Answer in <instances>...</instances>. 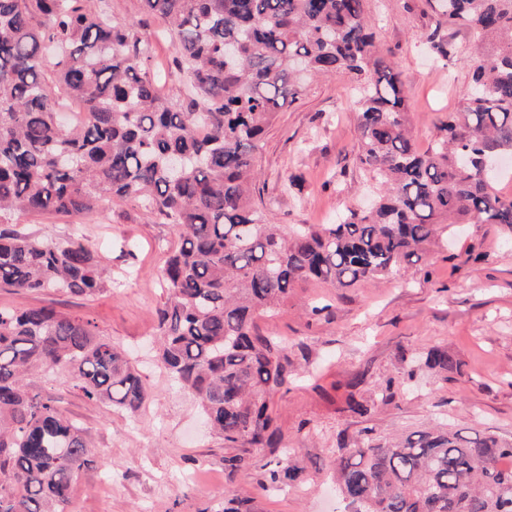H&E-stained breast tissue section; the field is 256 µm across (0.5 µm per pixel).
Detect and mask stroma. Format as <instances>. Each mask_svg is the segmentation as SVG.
<instances>
[{
	"label": "stroma",
	"instance_id": "stroma-1",
	"mask_svg": "<svg viewBox=\"0 0 512 512\" xmlns=\"http://www.w3.org/2000/svg\"><path fill=\"white\" fill-rule=\"evenodd\" d=\"M381 51L396 62L409 90V113L420 148L470 92L463 64L472 38L458 32L448 59H432L425 36L432 25L425 0H367ZM349 75L312 81L277 114L257 158L264 199L276 222L331 224L350 209L366 208L373 188L355 164L358 110ZM292 191H283L288 179ZM451 243L430 245L423 259L380 282L339 289L306 281L292 288L260 332L288 341V385L271 409L300 476L264 489L254 452L249 465L227 476L222 440L212 436L195 399L161 372L152 342L163 298L158 271L163 248L175 247L172 225L113 202L112 211L85 220L82 232L112 288L85 297L56 290L0 289V308L49 307L91 320L100 334L125 348L149 388L134 414L86 399L69 375L39 374L33 392L52 395L85 432L93 464L82 469L70 512H224V497L240 491L253 512H348L336 490L333 466L339 435L371 429L388 438L432 421L512 439V233L496 224L454 225ZM322 307L311 315V307ZM447 349L453 370L437 374L422 360ZM410 364L413 377L401 375ZM391 387L393 398L379 394ZM372 400L367 415L347 408L348 395Z\"/></svg>",
	"mask_w": 512,
	"mask_h": 512
}]
</instances>
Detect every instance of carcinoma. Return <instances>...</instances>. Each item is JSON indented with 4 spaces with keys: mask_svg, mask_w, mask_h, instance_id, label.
<instances>
[{
    "mask_svg": "<svg viewBox=\"0 0 512 512\" xmlns=\"http://www.w3.org/2000/svg\"><path fill=\"white\" fill-rule=\"evenodd\" d=\"M0 0V288L94 295L106 270L75 230L35 236L15 217L94 216L114 201L174 226L180 245L160 269L158 361L198 399L235 454L274 460L263 482L298 478L270 399L288 382L287 344L257 330L296 284L379 281L422 260L448 225L512 233V196L484 162L512 154V0H426L429 53L467 30L472 89L428 151L416 145L408 92L375 48L366 0H140L175 34L179 93L151 74L146 20L118 19L106 0ZM82 118L60 119L43 60ZM346 73L359 105V168L378 189L337 224L283 232L264 206L256 159L276 112L309 78ZM181 166L173 171L171 162ZM448 350L426 366L448 370ZM68 373L94 402L136 412L149 391L135 365L89 320L49 308L0 309V512H69L77 473L92 464L82 430L55 400L30 390L35 372ZM336 480L350 512H512V442L425 428L391 441L338 439ZM224 512H252L238 494Z\"/></svg>",
    "mask_w": 512,
    "mask_h": 512,
    "instance_id": "1",
    "label": "carcinoma"
}]
</instances>
